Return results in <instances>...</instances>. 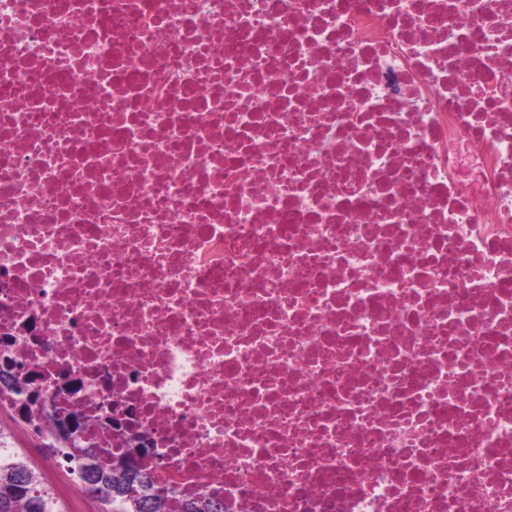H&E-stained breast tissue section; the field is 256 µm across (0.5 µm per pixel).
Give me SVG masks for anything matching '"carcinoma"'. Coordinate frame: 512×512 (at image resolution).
Wrapping results in <instances>:
<instances>
[{
  "label": "carcinoma",
  "mask_w": 512,
  "mask_h": 512,
  "mask_svg": "<svg viewBox=\"0 0 512 512\" xmlns=\"http://www.w3.org/2000/svg\"><path fill=\"white\" fill-rule=\"evenodd\" d=\"M69 471L78 476L97 503V512H166L167 495L154 490L150 475L126 456L121 466L102 463L91 448L58 442ZM67 512L62 500L49 494L41 476L15 448L0 447V512ZM181 512H224V505L201 494L182 502Z\"/></svg>",
  "instance_id": "1"
}]
</instances>
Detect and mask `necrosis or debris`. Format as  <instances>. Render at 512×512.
I'll return each mask as SVG.
<instances>
[{"label": "necrosis or debris", "mask_w": 512, "mask_h": 512, "mask_svg": "<svg viewBox=\"0 0 512 512\" xmlns=\"http://www.w3.org/2000/svg\"><path fill=\"white\" fill-rule=\"evenodd\" d=\"M7 360L168 512H512V0H0Z\"/></svg>", "instance_id": "1"}]
</instances>
